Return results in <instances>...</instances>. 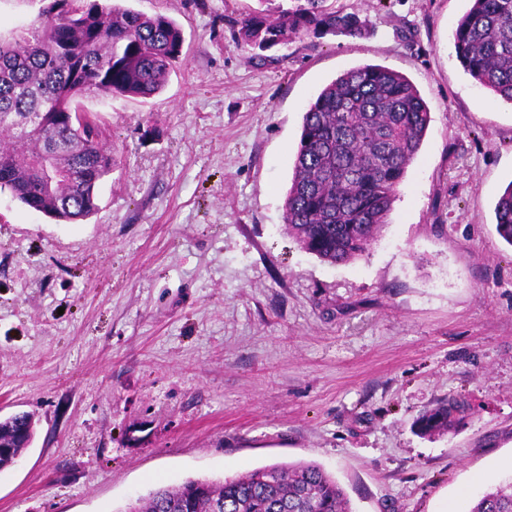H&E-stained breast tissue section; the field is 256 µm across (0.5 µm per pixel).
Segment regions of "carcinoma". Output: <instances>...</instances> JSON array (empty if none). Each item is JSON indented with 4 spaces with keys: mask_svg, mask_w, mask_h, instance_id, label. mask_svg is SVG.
Listing matches in <instances>:
<instances>
[{
    "mask_svg": "<svg viewBox=\"0 0 512 512\" xmlns=\"http://www.w3.org/2000/svg\"><path fill=\"white\" fill-rule=\"evenodd\" d=\"M305 0L277 18L259 12L241 26L243 46L271 48L302 32L356 36L353 13ZM183 35L164 16L116 4L49 0L36 19L0 38V184L32 209L72 222L95 208V182L112 170V153L96 140L97 124L78 99L87 95L148 97L161 91L178 63ZM465 72L512 103V0H471L454 31ZM431 121L405 76L374 65L352 68L308 105L283 213L284 231L332 264L364 256L388 222L406 169ZM68 168L52 181L43 160ZM496 231L512 246V183L495 208ZM466 410L451 397L420 418L428 434L452 428ZM30 415L0 422V470L24 452L17 433ZM123 512H352L343 487L315 462L274 464L220 483L189 479L159 488ZM470 512H512V479L491 482Z\"/></svg>",
    "mask_w": 512,
    "mask_h": 512,
    "instance_id": "carcinoma-1",
    "label": "carcinoma"
}]
</instances>
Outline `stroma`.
I'll list each match as a JSON object with an SVG mask.
<instances>
[{
	"label": "stroma",
	"instance_id": "1",
	"mask_svg": "<svg viewBox=\"0 0 512 512\" xmlns=\"http://www.w3.org/2000/svg\"><path fill=\"white\" fill-rule=\"evenodd\" d=\"M359 37L244 51L241 21L294 0H124L184 36L148 97H84L112 172L59 224L0 192V415L32 446L0 512H123L189 478L313 461L354 512H468L512 477V104L452 32L470 0H329ZM406 76L431 115L389 224L332 265L283 229L307 104L344 71ZM469 412L421 435L437 401ZM494 212L498 235L512 246V183L499 196ZM25 413H16L11 417H20L21 418H13L11 420H3L0 423V443L5 446L15 444L17 433L22 429H26L29 432L30 428L33 429L34 422L30 415Z\"/></svg>",
	"mask_w": 512,
	"mask_h": 512
}]
</instances>
